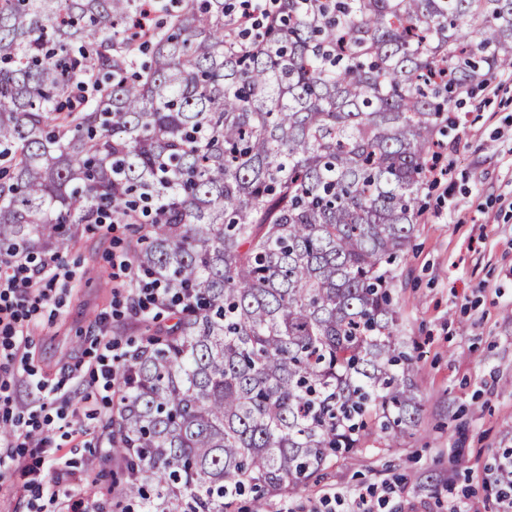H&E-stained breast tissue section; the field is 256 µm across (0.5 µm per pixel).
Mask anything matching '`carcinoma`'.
I'll return each mask as SVG.
<instances>
[{"label":"carcinoma","instance_id":"cac0c4a2","mask_svg":"<svg viewBox=\"0 0 512 512\" xmlns=\"http://www.w3.org/2000/svg\"><path fill=\"white\" fill-rule=\"evenodd\" d=\"M0 0V255L149 226L177 302L109 421L142 512L296 494L422 403L395 264L453 104L512 69V0ZM512 494V455L495 460Z\"/></svg>","mask_w":512,"mask_h":512}]
</instances>
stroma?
Returning a JSON list of instances; mask_svg holds the SVG:
<instances>
[{"mask_svg": "<svg viewBox=\"0 0 512 512\" xmlns=\"http://www.w3.org/2000/svg\"><path fill=\"white\" fill-rule=\"evenodd\" d=\"M459 129L448 137L445 180L419 193L421 217L398 262L395 290L399 336L423 404L420 424L396 447L368 438L353 458L332 461L298 494L242 499L239 512H311L323 496L342 512L366 488L384 491L381 512H496L489 468L512 448V74L495 75L460 106ZM138 224H81L62 252L70 278L29 327L31 365L49 383L64 382L69 416L83 447L57 437L64 460L84 463L79 484L100 502V446L110 445L112 413L77 366L96 339L141 342L152 324L132 309L127 276L112 257L142 246Z\"/></svg>", "mask_w": 512, "mask_h": 512, "instance_id": "35a3bbf8", "label": "stroma"}]
</instances>
